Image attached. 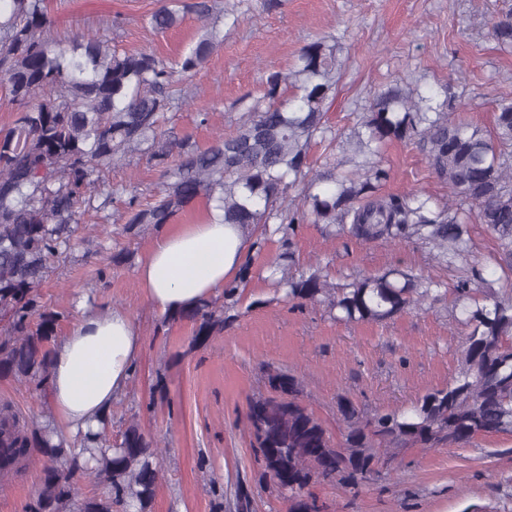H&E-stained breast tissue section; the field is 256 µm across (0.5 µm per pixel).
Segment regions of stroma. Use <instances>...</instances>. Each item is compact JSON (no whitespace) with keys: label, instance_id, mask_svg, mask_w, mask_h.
<instances>
[{"label":"stroma","instance_id":"obj_1","mask_svg":"<svg viewBox=\"0 0 512 512\" xmlns=\"http://www.w3.org/2000/svg\"><path fill=\"white\" fill-rule=\"evenodd\" d=\"M50 5L54 33L65 41L112 37L122 49L174 58L201 34L192 15L164 34L146 27L144 18L159 0ZM509 11L512 0H281L269 12L256 2L236 26L225 28L223 44L191 77L195 105L170 112L166 126L202 146L232 131L243 113L242 98L261 93L266 72L288 69L306 43L330 32L344 72L326 114L336 141L329 153L312 147L315 169L345 168L372 97L393 84L438 101L453 98L462 117L491 127L495 100L512 96V47H499L490 26ZM202 107L209 111L204 124L198 118ZM379 160L390 173L382 193L414 190L434 203L447 202V189L415 141H389ZM96 220V213L84 215L77 244L54 263L42 300L58 313L62 333L76 316L74 298L83 293L100 310L119 307L137 322L143 354L126 395L112 407V437L120 439L134 422L151 435L161 474L151 512H287L274 483L262 478L248 435L250 400L271 393L268 371L297 375L303 402L337 440L338 396L367 414L404 407L446 385L458 370L464 335L446 303L385 324L333 320L322 304L295 305L266 281L263 264L281 251L275 239L244 258L249 286L238 319L206 343L193 344L191 324L165 321L139 288L136 269L156 229L118 223L106 234ZM470 235L468 264L482 267L494 288L512 292V271L489 260L498 251L494 236L475 222ZM294 242L299 266L320 267L337 285L393 267L449 285L457 276L415 240L362 243L302 224ZM40 475L39 465L29 464L0 478V512H30ZM243 491L248 499L241 509L237 497ZM310 491L324 512H512V434L465 447L402 448L395 470L380 481L356 490L320 481Z\"/></svg>","mask_w":512,"mask_h":512}]
</instances>
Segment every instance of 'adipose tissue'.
<instances>
[{
  "label": "adipose tissue",
  "mask_w": 512,
  "mask_h": 512,
  "mask_svg": "<svg viewBox=\"0 0 512 512\" xmlns=\"http://www.w3.org/2000/svg\"><path fill=\"white\" fill-rule=\"evenodd\" d=\"M246 249L241 227L225 223L214 209L202 223L158 235L137 280L155 310L173 313L221 294L237 277ZM75 307V320L52 348L47 385L57 435L69 443L97 430L126 393L142 353V335L128 311H100L85 296Z\"/></svg>",
  "instance_id": "obj_1"
}]
</instances>
